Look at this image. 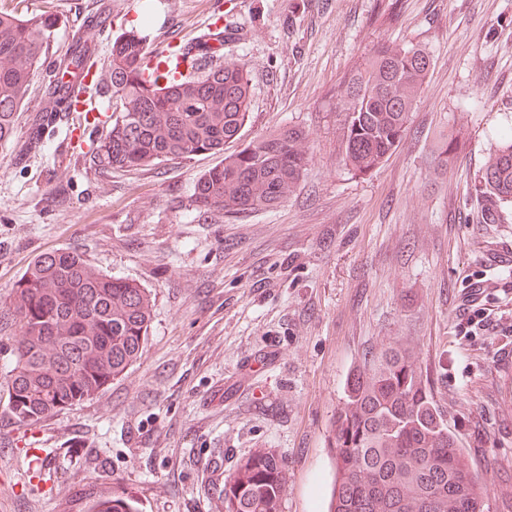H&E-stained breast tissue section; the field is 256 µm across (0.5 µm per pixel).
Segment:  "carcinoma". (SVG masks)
I'll return each mask as SVG.
<instances>
[{
  "label": "carcinoma",
  "instance_id": "obj_1",
  "mask_svg": "<svg viewBox=\"0 0 512 512\" xmlns=\"http://www.w3.org/2000/svg\"><path fill=\"white\" fill-rule=\"evenodd\" d=\"M60 24L45 11H0V143L13 140L16 113L28 100L34 72L48 59ZM96 47L72 37L45 86L39 115L15 160L43 147L60 112L83 100L71 78L96 59ZM177 78L160 82L162 63ZM431 56L413 42H382L363 68L344 81L337 108L344 115L342 164L354 173L379 168L401 142L409 112L426 84ZM107 80L115 110L90 167L127 171L198 153H221L240 138L251 103L246 67L226 62L208 42L149 54L146 38H112ZM308 136L294 126L272 130L194 185L199 215L273 210L294 192L308 163ZM484 188L512 211V123L497 131L483 174ZM18 326L6 371V404L16 422L35 426L112 384L141 356L152 300L137 284L93 270L84 256L58 249L35 257L9 292ZM336 480L328 512H488V494L440 411L427 372L402 344L364 358L348 379L330 435ZM286 483L281 459L260 448L224 480V512H280ZM94 512H141L118 495Z\"/></svg>",
  "mask_w": 512,
  "mask_h": 512
}]
</instances>
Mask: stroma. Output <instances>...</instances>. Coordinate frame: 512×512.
I'll use <instances>...</instances> for the list:
<instances>
[{
	"label": "stroma",
	"mask_w": 512,
	"mask_h": 512,
	"mask_svg": "<svg viewBox=\"0 0 512 512\" xmlns=\"http://www.w3.org/2000/svg\"><path fill=\"white\" fill-rule=\"evenodd\" d=\"M102 2L111 28L87 33L102 68L125 30H145L148 47L163 49L226 26L224 58L245 64L252 97L223 154L295 126L309 135V162L278 209L201 217L195 182L223 154L106 176L84 160L106 129L82 125L78 112L23 163L14 143L0 144V370L17 334L8 293L40 254L81 252L153 299L140 359L92 398L29 428L0 386V512H91L124 491L142 512H224L225 477L258 448L286 464L280 512H326L336 476L328 434L347 378L389 341L427 369L489 512H512V492H497L512 489V218H493L479 190L494 132L512 120V0H0V9L59 14L54 60ZM384 40L420 44L432 67L398 148L355 175L340 161L337 92ZM477 96L486 109L460 114ZM475 307L488 309L492 330L460 335ZM36 437L60 452L43 489L25 461Z\"/></svg>",
	"instance_id": "35a3bbf8"
}]
</instances>
